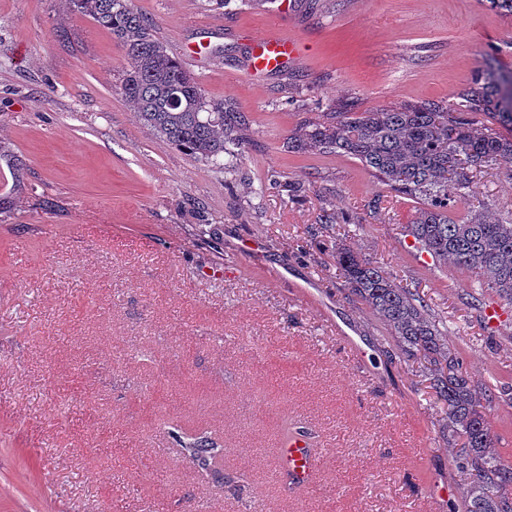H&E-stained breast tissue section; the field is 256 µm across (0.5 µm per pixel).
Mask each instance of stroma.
I'll return each mask as SVG.
<instances>
[{"instance_id":"35a3bbf8","label":"stroma","mask_w":512,"mask_h":512,"mask_svg":"<svg viewBox=\"0 0 512 512\" xmlns=\"http://www.w3.org/2000/svg\"><path fill=\"white\" fill-rule=\"evenodd\" d=\"M134 6L247 139L215 162L177 149L123 95L107 30L65 0H0V145L24 165L0 210V512H464L428 362L349 296L336 245L424 301L491 391L506 461L512 319L488 324L495 291L415 247L412 200L357 159L283 143L339 98L451 103L488 53L512 72V18L485 0ZM273 29L299 57L252 75ZM470 190L459 214L512 212L505 169ZM325 209L355 221L319 225ZM285 422L319 452L311 488L278 474ZM173 427L223 445V483Z\"/></svg>"}]
</instances>
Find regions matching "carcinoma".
<instances>
[{
	"mask_svg": "<svg viewBox=\"0 0 512 512\" xmlns=\"http://www.w3.org/2000/svg\"><path fill=\"white\" fill-rule=\"evenodd\" d=\"M68 2L122 46L128 60L122 90L150 131L209 161L219 160L228 144H241L224 103L206 98L133 0ZM506 83L507 75L489 61L473 71L452 105L432 99L360 112L355 101L338 100L319 120L298 124L284 146L359 160L389 193L418 204L409 232L419 249L451 261L512 304V216L498 221L475 210L455 215L469 197L474 171L501 166L512 176V91ZM480 116L486 123H479ZM335 258L349 292L389 328L399 350L429 362L431 388L445 409L448 431L461 440L456 464L473 476L466 512H512V498L499 493L500 486L512 484V464L495 453L487 407L470 372L446 346L444 331L420 298L352 247H336ZM176 441L197 471L224 481L223 448L214 438L199 432Z\"/></svg>",
	"mask_w": 512,
	"mask_h": 512,
	"instance_id": "cac0c4a2",
	"label": "carcinoma"
}]
</instances>
